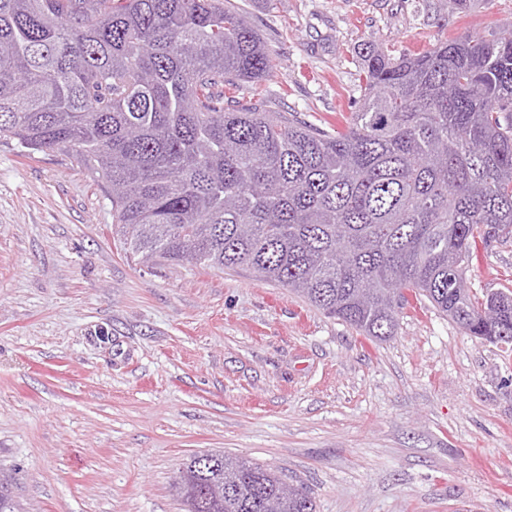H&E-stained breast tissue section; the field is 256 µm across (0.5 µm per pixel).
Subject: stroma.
Masks as SVG:
<instances>
[{
	"instance_id": "35a3bbf8",
	"label": "stroma",
	"mask_w": 512,
	"mask_h": 512,
	"mask_svg": "<svg viewBox=\"0 0 512 512\" xmlns=\"http://www.w3.org/2000/svg\"><path fill=\"white\" fill-rule=\"evenodd\" d=\"M235 2L275 59L238 101L327 129L358 106L362 44L512 21V0ZM466 278L512 289V234ZM204 452L304 484L316 512H512V346L426 301L373 341L244 271L138 262L72 157L0 139V473L24 512H185L175 480Z\"/></svg>"
}]
</instances>
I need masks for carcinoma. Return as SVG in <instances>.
I'll use <instances>...</instances> for the list:
<instances>
[{"label":"carcinoma","instance_id":"obj_1","mask_svg":"<svg viewBox=\"0 0 512 512\" xmlns=\"http://www.w3.org/2000/svg\"><path fill=\"white\" fill-rule=\"evenodd\" d=\"M336 131L225 92L270 73L230 0H0V138L62 151L104 185L125 253L245 269L385 341L410 300L512 340V291L465 271L512 232V24L413 55L360 51ZM186 512H316L270 468L193 456ZM0 512H21L0 482Z\"/></svg>","mask_w":512,"mask_h":512}]
</instances>
